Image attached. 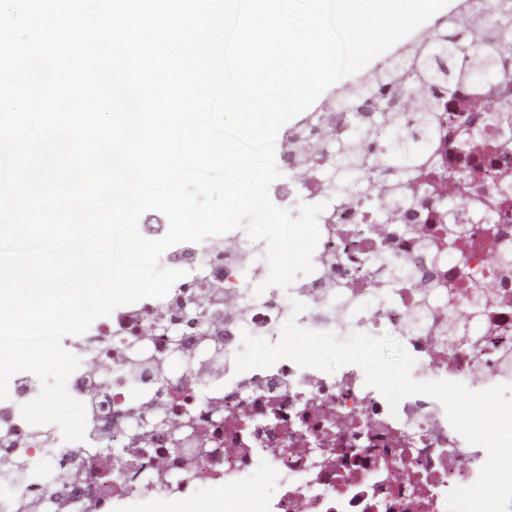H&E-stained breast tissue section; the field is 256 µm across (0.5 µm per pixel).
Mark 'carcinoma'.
I'll list each match as a JSON object with an SVG mask.
<instances>
[{"label": "carcinoma", "instance_id": "1", "mask_svg": "<svg viewBox=\"0 0 512 512\" xmlns=\"http://www.w3.org/2000/svg\"><path fill=\"white\" fill-rule=\"evenodd\" d=\"M461 11L484 17V27L491 35L476 41L456 32L448 33L435 50L418 48L407 69L391 71L360 90L362 105L367 108L396 92L407 94L422 88L428 93L423 109L381 113L394 127H413L416 135L405 138L397 134L385 147L366 146L374 157V168L392 181L398 192L408 188L416 194L421 192L420 175L438 163L433 146L446 128L467 132L491 126L495 137L489 141L492 149L486 156L502 165L512 161V96L504 98L495 90L497 85L512 88V32L499 24L501 18L512 17V0H496L494 4L488 0H463ZM482 96L488 99L486 111L474 114L461 108L462 103ZM358 163L357 151L344 147L337 155L336 169L354 171ZM461 168L466 171L468 196L475 212L495 211L501 221L512 222V188L492 192L476 189V168L466 155L448 164V177L455 176Z\"/></svg>", "mask_w": 512, "mask_h": 512}]
</instances>
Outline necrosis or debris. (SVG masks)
<instances>
[{"label": "necrosis or debris", "mask_w": 512, "mask_h": 512, "mask_svg": "<svg viewBox=\"0 0 512 512\" xmlns=\"http://www.w3.org/2000/svg\"><path fill=\"white\" fill-rule=\"evenodd\" d=\"M360 115L341 106L304 124L283 144L286 183L270 200L291 213L322 205L312 273L289 288L268 287L266 243L238 228L190 243L166 257L183 269L196 264L204 278L175 284L168 295L113 314L63 347L80 360L67 389L85 406L83 440L67 442L55 425L29 424L21 407L40 391L29 372L0 400V481L16 484L0 497V512H17L30 471V451L59 448L65 472L49 491L56 512H122L131 500L177 502L191 491L235 490L262 473L277 486L265 512H447V495L474 483L486 462L483 446L451 425L443 405L424 395L390 407L365 383L363 370L334 373L282 359L270 367L235 373L242 334L278 342L282 326L401 336L414 357L417 381L460 382L474 391L508 385L512 399V224L491 239L486 224L456 204L462 234L454 245L434 239L424 221L453 193L437 171L417 206L419 221H403L405 201L387 184L370 188L365 172L347 178L336 200L325 177L336 170L335 148L349 142ZM472 269L455 275L459 258ZM433 268L430 277H401V269ZM201 295L195 328L174 332L185 292ZM307 308L292 315V300ZM138 392L131 401L130 392ZM115 448L111 477L95 453Z\"/></svg>", "instance_id": "necrosis-or-debris-1"}]
</instances>
